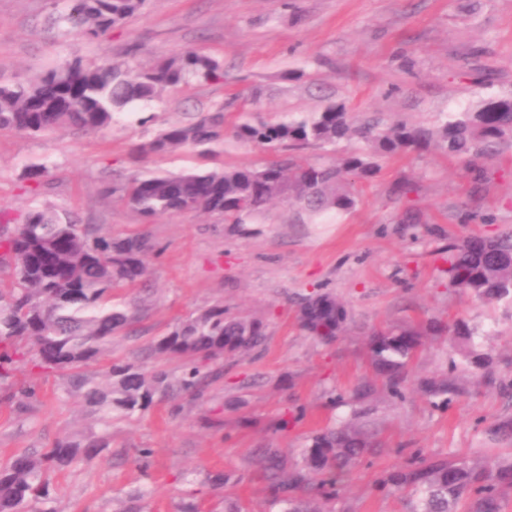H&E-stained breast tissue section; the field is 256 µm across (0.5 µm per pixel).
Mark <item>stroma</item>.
Returning a JSON list of instances; mask_svg holds the SVG:
<instances>
[{
    "instance_id": "stroma-1",
    "label": "stroma",
    "mask_w": 512,
    "mask_h": 512,
    "mask_svg": "<svg viewBox=\"0 0 512 512\" xmlns=\"http://www.w3.org/2000/svg\"><path fill=\"white\" fill-rule=\"evenodd\" d=\"M69 9L68 0H0V84L38 79L72 59L148 68L186 48L218 59L224 79L165 92L101 132H0V211L20 224L49 205L101 232L137 230L159 245L139 336L112 341L120 362L177 371L148 344L215 304L225 316L262 321L266 340L225 354L221 377L201 396L166 397L114 422L95 461L52 476L54 512H126L138 502L146 512H224L228 492L248 512H276L265 449L296 466L313 435L357 411L380 446L351 469L327 512H407V495L386 494L379 481L418 454L458 463L512 458V442L490 434L512 418V302L450 288L444 253L449 241L512 226V149L487 160L490 178L479 184L437 151L385 160L355 209L332 224L308 223L284 202L240 227L197 211L147 222L106 191L132 173L268 161L262 147L231 139L210 160L186 147L130 161L133 143L222 103L275 120L336 101L359 118L431 126L480 99L510 95L512 0H145L97 38L66 21ZM148 113L154 122L140 124ZM32 166L46 169L35 194L23 177ZM406 180L414 189L399 195ZM320 291L333 292L348 314L345 333L330 342L305 335L296 319L300 299ZM432 319L465 321L471 345L449 334L424 337L402 396H392L369 360L372 330ZM442 374L456 386L444 404L420 388ZM14 381L34 384L39 400L21 414L0 403V466L13 452L96 429L57 377L22 369ZM285 416L291 424L278 430Z\"/></svg>"
}]
</instances>
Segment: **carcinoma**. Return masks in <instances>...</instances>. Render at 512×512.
<instances>
[{"label": "carcinoma", "instance_id": "cac0c4a2", "mask_svg": "<svg viewBox=\"0 0 512 512\" xmlns=\"http://www.w3.org/2000/svg\"><path fill=\"white\" fill-rule=\"evenodd\" d=\"M143 3L72 0L68 20L97 37L138 12ZM223 79L221 64L196 49L147 69L67 60L30 83L0 85V132H100L112 126L119 113L164 91ZM229 132L271 151L275 160L261 168L138 174L109 190L147 219L194 210L242 226L256 223L272 202L287 201L296 204L310 223L319 224L332 213L353 210L358 203L356 183L375 179L385 159L434 149L464 161L474 179L485 178L483 170L475 169V161L512 148V95L482 99L432 127L403 120L358 123L344 104L331 101L320 112L278 123L240 113L229 129L222 106L133 145L131 157L140 161L186 146L208 153ZM355 140L366 147L352 148L337 160L310 162L295 155L309 146L334 148ZM158 252V245L145 234L96 233L48 208L31 210L13 229L7 221L0 222V272H10L9 283L0 278V382L25 366L35 374H57L63 391L80 395L106 429L14 455L0 466V512H26L32 504L48 500L49 476L96 459L109 445L112 420L149 410L158 395L200 394L208 385L201 369L224 358L226 343H233L231 352L246 353L263 342L265 327L260 320L227 318L224 306L216 304L150 344L151 354L181 362V376L103 362L112 351V338L131 335L141 317L142 309L119 299L118 289L142 282L148 258ZM447 261L449 287L485 300L512 301L511 228L495 237L471 236L448 244ZM298 320L307 335L324 340L345 331L347 313L332 293L322 292L302 299ZM443 330L473 335L463 320L451 327L431 321L423 328L373 333L370 361L393 394H401L423 337ZM0 400L21 410L38 400V394L31 385L13 386ZM373 447L364 425L346 423L314 436L299 469L285 468L276 454L268 453L263 470L272 504L280 512H324L293 493L314 482L321 498L335 499L350 469ZM382 486L392 493L410 491V512H457L467 496L471 512H502L512 492V461L491 470L478 459L466 465L422 458L408 470L390 474Z\"/></svg>", "mask_w": 512, "mask_h": 512}]
</instances>
